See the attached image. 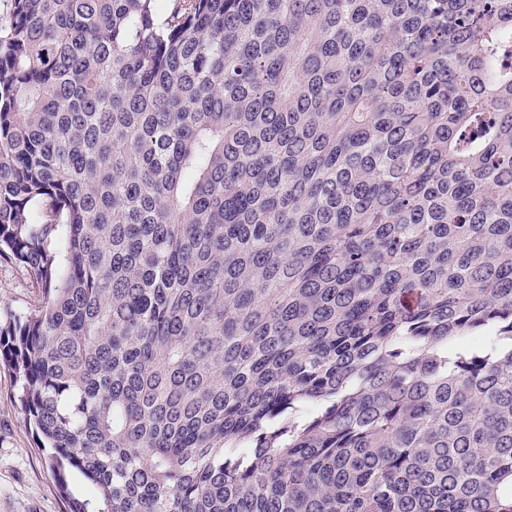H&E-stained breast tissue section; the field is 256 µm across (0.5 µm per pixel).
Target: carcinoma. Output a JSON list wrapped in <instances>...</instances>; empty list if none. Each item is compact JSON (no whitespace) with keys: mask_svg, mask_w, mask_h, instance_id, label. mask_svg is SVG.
<instances>
[{"mask_svg":"<svg viewBox=\"0 0 512 512\" xmlns=\"http://www.w3.org/2000/svg\"><path fill=\"white\" fill-rule=\"evenodd\" d=\"M509 57L512 0H0L67 512H512Z\"/></svg>","mask_w":512,"mask_h":512,"instance_id":"cac0c4a2","label":"carcinoma"}]
</instances>
